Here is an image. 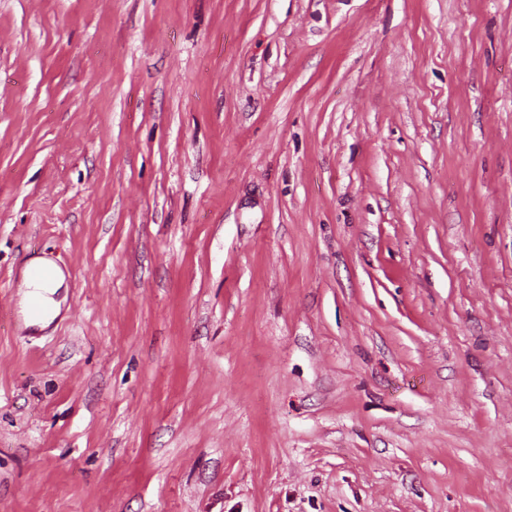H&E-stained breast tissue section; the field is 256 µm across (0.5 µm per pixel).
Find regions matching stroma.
<instances>
[{
  "mask_svg": "<svg viewBox=\"0 0 512 512\" xmlns=\"http://www.w3.org/2000/svg\"><path fill=\"white\" fill-rule=\"evenodd\" d=\"M0 512H512V0H0ZM50 267L53 275L46 286L42 285L39 280L33 277L35 271ZM64 283V275L60 269L47 265L35 259L26 265L22 273V285L26 288L23 296V303L29 307L34 298H38L46 309V316L38 321H31V324H39L45 326L59 313L60 302L54 299V295L62 287Z\"/></svg>",
  "mask_w": 512,
  "mask_h": 512,
  "instance_id": "stroma-1",
  "label": "stroma"
}]
</instances>
